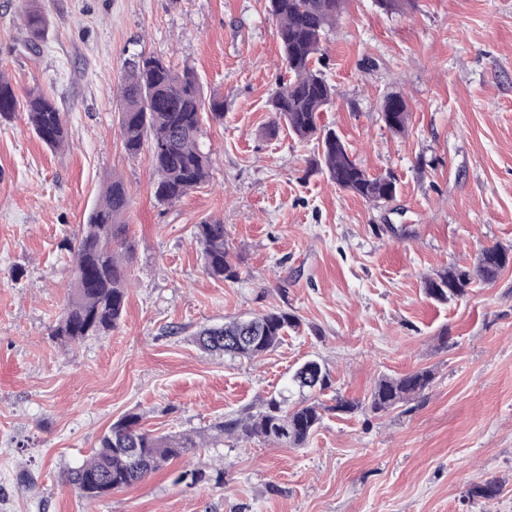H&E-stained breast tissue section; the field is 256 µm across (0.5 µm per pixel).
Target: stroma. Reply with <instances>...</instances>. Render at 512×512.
Segmentation results:
<instances>
[{"instance_id":"obj_1","label":"stroma","mask_w":512,"mask_h":512,"mask_svg":"<svg viewBox=\"0 0 512 512\" xmlns=\"http://www.w3.org/2000/svg\"><path fill=\"white\" fill-rule=\"evenodd\" d=\"M48 29L27 45L19 0H0V73L17 109L0 117V512H512V266L438 303L423 281L512 250V0H413L383 11L346 0L317 64L336 97L323 126L396 196L341 190L314 161L317 138L274 127L290 75L268 0H39ZM152 53L198 75L224 101L207 125L208 182L159 203L147 155L123 147L119 87L128 59ZM39 88L65 114L53 150L26 121ZM408 103L404 131L381 104ZM112 175L129 189V267L121 320L63 345L52 334L71 279L69 238ZM223 219L240 277L203 269L194 226ZM271 308L299 326L262 358L231 360L190 340ZM309 359L324 395L367 397L378 377L430 369V387L388 413L326 412L300 448L225 441L173 460L91 502L64 472L113 421L207 429L286 390ZM223 466L224 484H175ZM495 479L499 496L472 498Z\"/></svg>"}]
</instances>
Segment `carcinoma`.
Returning a JSON list of instances; mask_svg holds the SVG:
<instances>
[{"label":"carcinoma","instance_id":"carcinoma-1","mask_svg":"<svg viewBox=\"0 0 512 512\" xmlns=\"http://www.w3.org/2000/svg\"><path fill=\"white\" fill-rule=\"evenodd\" d=\"M278 22L282 56L292 78L281 86L273 101L276 124L300 140L321 138L316 167L343 189L373 202L392 199L397 181L372 177L349 155L333 130L319 127L320 112L336 95L313 60L321 52L323 38L334 24L336 0H269ZM20 18L34 41L44 38L47 19L35 0H21ZM17 96L11 83L0 76V115L15 111ZM27 121L38 138L52 149L68 146L64 113L55 100L33 88L26 93ZM224 119V102L203 97L200 81L191 69L177 70L159 57L142 55L126 68L120 97L119 123L126 152L139 155L148 149V159L157 174L154 197L175 204L209 177L210 156L203 145V128ZM130 197L119 177L108 179L100 199L67 244L72 258V280L63 316L53 329L62 344L112 331L120 320L127 298L128 264L135 250L126 214ZM224 221L210 217L195 225V238L202 248L204 271L212 278L232 281L238 269L225 244ZM512 264V254L494 246L480 254L472 270L448 267L424 279L427 297L448 302L469 293L477 281L493 282ZM298 327L297 318L279 309L249 318H236L217 327H202L193 342L211 355L256 359L274 350L288 330ZM432 382L428 369L399 377L379 379L364 401L336 397L328 406L318 394L331 387L329 369L311 359L299 366L291 385L308 396L288 409L287 400L271 396L257 405L228 415L210 427V432L159 434L142 426L143 415L129 413L112 423L92 455L68 469L64 479L88 500L111 495L112 486L129 487L162 469L192 448L216 446L226 439L299 447L321 425L324 413L368 410L388 413L423 392ZM212 481L224 485V468L193 469L180 473L176 482L194 485ZM502 489L496 480L472 487L470 495L487 501Z\"/></svg>","mask_w":512,"mask_h":512}]
</instances>
